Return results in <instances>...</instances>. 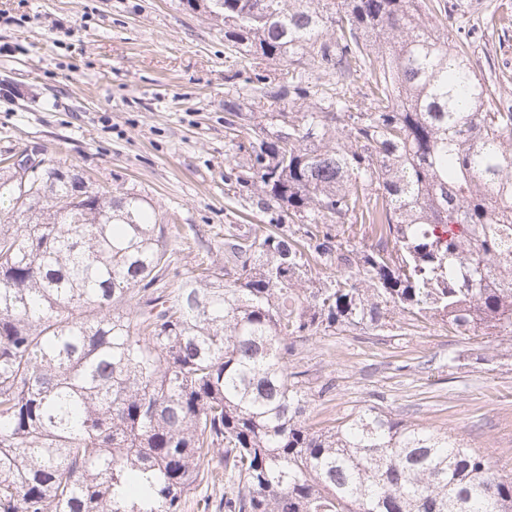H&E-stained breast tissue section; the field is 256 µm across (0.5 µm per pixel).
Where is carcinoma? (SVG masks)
<instances>
[{
    "mask_svg": "<svg viewBox=\"0 0 512 512\" xmlns=\"http://www.w3.org/2000/svg\"><path fill=\"white\" fill-rule=\"evenodd\" d=\"M208 2L255 71L237 147L279 223L224 225V263L174 285L144 196L75 205L58 161L28 214L0 180V512H185L205 480L218 512H512L479 450L375 406L316 430L288 372L397 314L512 338V104L433 0Z\"/></svg>",
    "mask_w": 512,
    "mask_h": 512,
    "instance_id": "cac0c4a2",
    "label": "carcinoma"
}]
</instances>
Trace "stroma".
<instances>
[{"label":"stroma","instance_id":"35a3bbf8","mask_svg":"<svg viewBox=\"0 0 512 512\" xmlns=\"http://www.w3.org/2000/svg\"><path fill=\"white\" fill-rule=\"evenodd\" d=\"M452 2L450 37L493 98L512 100V0ZM251 75L229 59L222 23L181 0H0V155L34 146L146 196L181 228L167 245L183 278L223 262L225 225L275 221L224 124ZM288 364L306 374L315 427L374 405L457 435L512 475V339L397 316L309 337Z\"/></svg>","mask_w":512,"mask_h":512}]
</instances>
